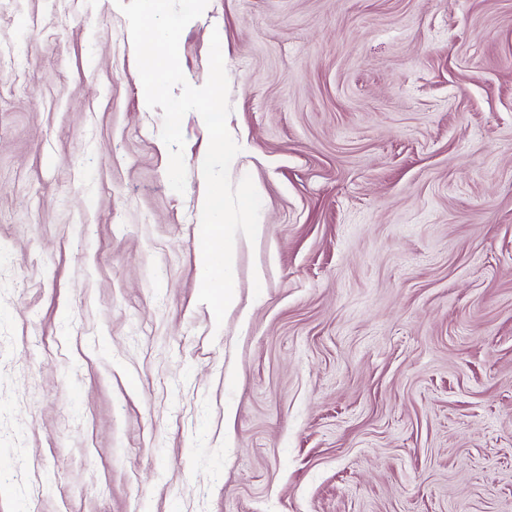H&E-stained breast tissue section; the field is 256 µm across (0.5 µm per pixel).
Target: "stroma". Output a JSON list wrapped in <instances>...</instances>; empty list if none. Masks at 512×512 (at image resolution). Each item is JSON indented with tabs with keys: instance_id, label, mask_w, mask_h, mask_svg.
I'll use <instances>...</instances> for the list:
<instances>
[{
	"instance_id": "35a3bbf8",
	"label": "stroma",
	"mask_w": 512,
	"mask_h": 512,
	"mask_svg": "<svg viewBox=\"0 0 512 512\" xmlns=\"http://www.w3.org/2000/svg\"><path fill=\"white\" fill-rule=\"evenodd\" d=\"M264 231L198 300L115 0H0V512H512V0H209ZM262 283H255V272Z\"/></svg>"
}]
</instances>
